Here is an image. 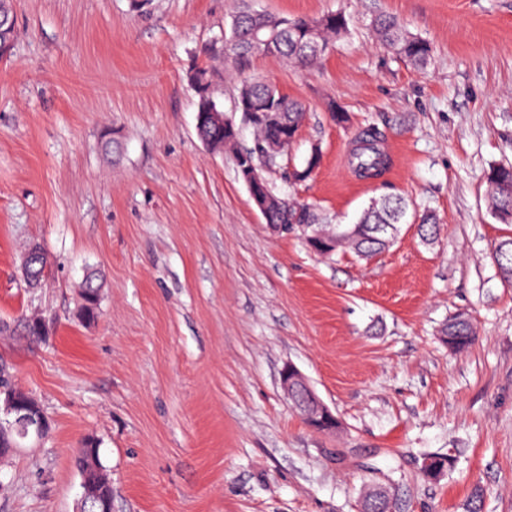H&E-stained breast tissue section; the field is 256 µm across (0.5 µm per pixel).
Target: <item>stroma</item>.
<instances>
[{
  "instance_id": "stroma-1",
  "label": "stroma",
  "mask_w": 512,
  "mask_h": 512,
  "mask_svg": "<svg viewBox=\"0 0 512 512\" xmlns=\"http://www.w3.org/2000/svg\"><path fill=\"white\" fill-rule=\"evenodd\" d=\"M236 0H14L0 59V364L50 418L36 448L0 459V512H75L77 448L95 438L112 512H358L369 488L403 512H512V287L490 249L512 225L489 212L484 175L512 161V0H257L347 31L313 67L257 55L240 72L211 48ZM430 42L418 68L381 45L375 15ZM250 146L234 101L274 84L305 119L289 151L311 179L279 193L353 224L398 194L435 211L423 242L401 225L381 254L324 258L301 231L274 233L232 150L196 132V68ZM345 113L334 121L331 111ZM377 127L379 178L349 158ZM42 287L21 280L30 244ZM98 317L79 315L88 275ZM466 313L476 341L438 335ZM41 317L48 334L28 336ZM293 364L340 421L323 433L284 395ZM451 456L437 478L421 466Z\"/></svg>"
}]
</instances>
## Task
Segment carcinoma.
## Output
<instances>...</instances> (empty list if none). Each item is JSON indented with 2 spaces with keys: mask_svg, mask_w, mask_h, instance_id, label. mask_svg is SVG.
<instances>
[{
  "mask_svg": "<svg viewBox=\"0 0 512 512\" xmlns=\"http://www.w3.org/2000/svg\"><path fill=\"white\" fill-rule=\"evenodd\" d=\"M372 28L377 40L395 54L416 65L427 64L431 56V45L425 39L409 33L402 22L391 15H379L372 20ZM267 38V46H258L252 39L254 32ZM346 32V20L340 14L326 15L318 19L276 17L255 10L250 0H240L237 11L232 16L230 36L224 37L221 51L224 64L242 65L249 57L266 54L281 57L298 65L316 62L329 49L334 38ZM198 96L197 107L205 105L216 108L209 94L210 74L205 68H198L191 77ZM236 101L238 111L281 112L282 125L251 124L254 131L253 144L249 148L237 149L233 155H249L256 166L258 175L263 170L279 166V158L293 141L288 139L286 130L298 131L304 108L296 100L282 94L275 86L262 81L242 84ZM360 141L373 144V147L360 149L350 156L349 164L354 171L365 176H379L386 169L388 160L380 158L374 146L380 144V133L374 127L365 129L358 137ZM488 184V205L495 218L503 224H512V162L500 163L489 168L486 174ZM418 217L421 220L419 231L428 240L437 234L439 224L430 210L417 213L414 204L402 197L388 196L370 201L358 220L352 225L354 233L348 237L342 249H349L362 258L370 257L384 250V242L374 229L389 224H407ZM273 224H318L320 215L314 202L296 198H281L280 207L270 217ZM492 259L501 281L512 285V237L495 243ZM88 298L82 307L83 317L91 321L99 308V288L93 276L87 277ZM443 342L454 351L467 349L475 340V330L471 319L463 321L452 317L441 329Z\"/></svg>",
  "mask_w": 512,
  "mask_h": 512,
  "instance_id": "obj_1",
  "label": "carcinoma"
}]
</instances>
